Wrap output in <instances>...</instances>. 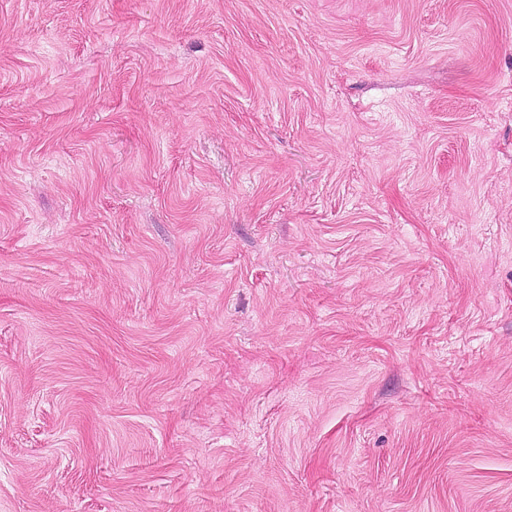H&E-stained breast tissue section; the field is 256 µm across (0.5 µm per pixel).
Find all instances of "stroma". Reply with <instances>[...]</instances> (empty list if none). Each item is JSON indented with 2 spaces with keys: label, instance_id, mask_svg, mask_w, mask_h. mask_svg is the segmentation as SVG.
<instances>
[{
  "label": "stroma",
  "instance_id": "stroma-1",
  "mask_svg": "<svg viewBox=\"0 0 512 512\" xmlns=\"http://www.w3.org/2000/svg\"><path fill=\"white\" fill-rule=\"evenodd\" d=\"M0 512H512V0H0Z\"/></svg>",
  "mask_w": 512,
  "mask_h": 512
}]
</instances>
